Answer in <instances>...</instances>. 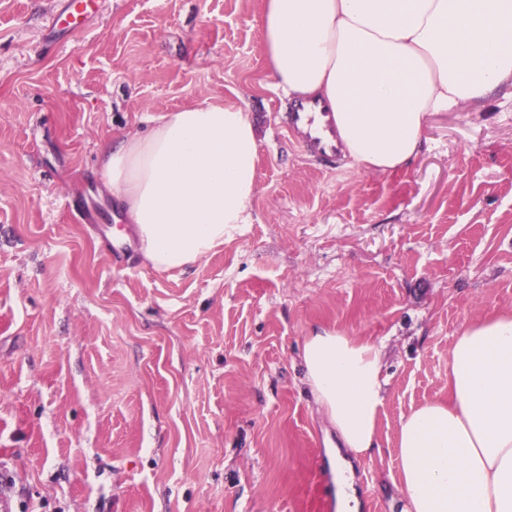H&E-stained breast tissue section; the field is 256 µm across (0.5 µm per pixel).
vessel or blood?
<instances>
[{
  "label": "vessel or blood",
  "instance_id": "b4317fda",
  "mask_svg": "<svg viewBox=\"0 0 512 512\" xmlns=\"http://www.w3.org/2000/svg\"><path fill=\"white\" fill-rule=\"evenodd\" d=\"M287 132L313 160L332 167L345 154V145L336 126L334 113L317 102L294 103L287 116Z\"/></svg>",
  "mask_w": 512,
  "mask_h": 512
}]
</instances>
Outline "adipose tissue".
<instances>
[{
	"label": "adipose tissue",
	"instance_id": "obj_1",
	"mask_svg": "<svg viewBox=\"0 0 512 512\" xmlns=\"http://www.w3.org/2000/svg\"><path fill=\"white\" fill-rule=\"evenodd\" d=\"M262 37L277 86L325 102L347 155L369 170L405 167L431 113L512 98V0H265ZM257 156L247 112L205 103L105 144L102 173L144 258L167 271L243 234ZM301 358L343 448L336 512H360L346 457L377 447L381 354L314 329ZM448 386V402L400 421L405 512H512V314L474 320L455 338Z\"/></svg>",
	"mask_w": 512,
	"mask_h": 512
}]
</instances>
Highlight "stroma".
Wrapping results in <instances>:
<instances>
[{
  "instance_id": "1",
  "label": "stroma",
  "mask_w": 512,
  "mask_h": 512,
  "mask_svg": "<svg viewBox=\"0 0 512 512\" xmlns=\"http://www.w3.org/2000/svg\"><path fill=\"white\" fill-rule=\"evenodd\" d=\"M0 0V467L14 512H323L336 432L311 329L381 347L361 512H403L398 430L448 397L453 341L512 312V99L436 112L392 173L291 146L264 0ZM234 105L259 132L243 236L181 270L116 262L102 146ZM83 214L63 209L65 197Z\"/></svg>"
}]
</instances>
